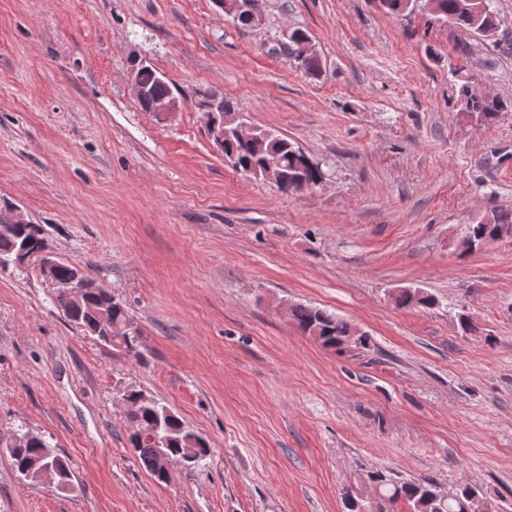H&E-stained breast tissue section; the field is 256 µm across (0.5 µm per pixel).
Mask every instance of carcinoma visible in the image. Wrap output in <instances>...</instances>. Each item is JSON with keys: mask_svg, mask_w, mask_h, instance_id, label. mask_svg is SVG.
<instances>
[{"mask_svg": "<svg viewBox=\"0 0 512 512\" xmlns=\"http://www.w3.org/2000/svg\"><path fill=\"white\" fill-rule=\"evenodd\" d=\"M433 14L440 22L484 37L493 35L500 24L496 9L487 14H476L471 9L472 0H429ZM378 9L390 16L412 13L419 8L417 0H374ZM136 78L146 89L139 105L147 112L153 103L171 95L165 76L151 65L138 67ZM457 101L461 109L485 120H491L507 109L496 97H486L475 91L470 80L459 85ZM224 156L235 160L239 171L257 179H264L267 160L277 164L276 187L286 193L312 189L326 179L321 164L314 163L288 138L275 130L261 129L248 139L232 133L224 135ZM466 234L474 239L489 238L499 241L512 237V209L495 208L480 220L466 225ZM28 252H38L48 247L45 231L23 233L15 225L0 224V256L12 257L22 247ZM87 286L82 307L72 306L68 295L60 292L55 301L66 317L84 328L101 344L137 359L142 357L139 335L110 336L106 324H129L131 320L125 304L115 296L99 292L94 281L84 278ZM395 302L400 307L419 305L429 308L432 296L419 290H402ZM291 316L298 327L315 337L323 346L334 348L342 338L350 335L351 325L326 310L297 305ZM122 396L128 402L125 421L129 426V442L142 466L157 481H162L163 463L193 468L208 456L206 440L186 425L176 414L140 390L125 388ZM6 451L18 474L31 481L43 479L42 471L55 475V487L62 491L74 490L72 473L67 462L36 436L24 434L19 441L7 446ZM408 512H480L477 490L466 484L454 492H445L432 479L403 480L393 474L375 470L366 478L346 487L343 505L346 512H396L399 504Z\"/></svg>", "mask_w": 512, "mask_h": 512, "instance_id": "1", "label": "carcinoma"}]
</instances>
